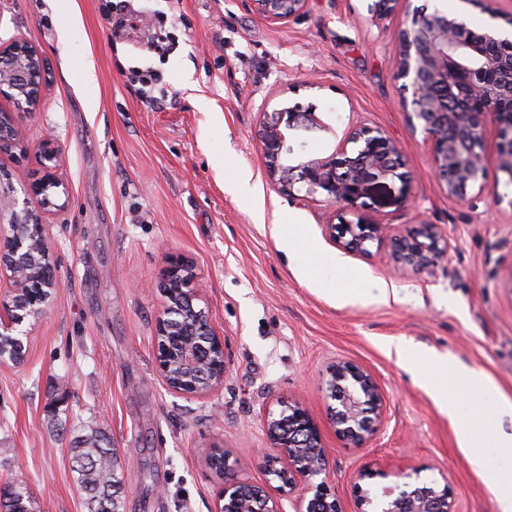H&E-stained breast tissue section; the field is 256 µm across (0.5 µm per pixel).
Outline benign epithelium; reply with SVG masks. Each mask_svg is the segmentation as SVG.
<instances>
[{
	"mask_svg": "<svg viewBox=\"0 0 512 512\" xmlns=\"http://www.w3.org/2000/svg\"><path fill=\"white\" fill-rule=\"evenodd\" d=\"M253 10L271 24H286L306 13L308 0H249ZM407 13L398 31L397 78L402 80L401 107L409 114L412 131L430 142L433 172L452 199L463 200L487 188L485 135L494 125L500 139L499 169L512 185V36L497 26L472 28L460 17L438 8L409 10V0H377L378 11L390 13L396 5ZM45 80L44 61L31 45L14 41L0 47V97L15 102L16 111L0 107V151L16 144L18 125L25 113L37 110ZM263 140L268 172L285 196L296 186L306 195L322 191L326 201L350 214L366 206L368 186L388 178L400 181V199H410L412 175L403 170L396 142L379 127L349 131L328 157L299 165L281 160L278 147L284 132L312 112L286 109L263 113ZM59 153L52 138L40 150L44 173L29 184L20 200L10 189H0V275L10 283L7 299H0V338L16 343L26 355L27 307L42 316L56 286V264L42 246V215L33 201L46 209L53 205L62 182L54 161ZM329 235L346 251L369 253L388 238L385 224L353 222L341 217L327 225ZM451 244L437 226L417 224L395 239L394 262L414 273L431 271L447 259ZM163 312L154 336L156 360L168 389L189 398L205 399L224 386L228 368L225 340L209 314L198 305L199 284L192 264L171 257L158 283ZM321 392L328 403L336 432L355 447L370 441L381 427L384 397L376 379L345 359L330 361L323 373ZM265 446L257 455L259 467L280 482L278 495L269 483L238 478V462L220 444L207 456V467L222 481L215 512H342L330 488L327 449L320 426L302 402L280 404L276 412L259 410ZM383 478L379 489L358 488L357 512H455L448 486L420 480L419 472L395 465L366 470L359 479Z\"/></svg>",
	"mask_w": 512,
	"mask_h": 512,
	"instance_id": "1",
	"label": "benign epithelium"
}]
</instances>
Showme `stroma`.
<instances>
[{"label":"stroma","mask_w":512,"mask_h":512,"mask_svg":"<svg viewBox=\"0 0 512 512\" xmlns=\"http://www.w3.org/2000/svg\"><path fill=\"white\" fill-rule=\"evenodd\" d=\"M105 2L0 0V45L27 42L47 72L18 145L0 152V184L23 194L42 174L49 136L64 183L43 227L57 285L29 323L24 362L0 365V479L22 484L35 512H85L69 441L98 426L117 450L121 512H214L210 446L242 461L241 479L263 481L259 407L293 397L322 429L344 512H356L362 470L395 462L447 479L458 512H499L488 473H512V455L480 436L465 444L459 424L512 433V417L495 410L499 395L512 397V207L490 192L448 198L434 177L431 145L400 106L403 11L309 0L304 17L272 25L248 0H120L107 12ZM146 70L171 92L163 106L140 101ZM284 108L318 118L287 131L279 154L292 165L331 155L352 128L384 129L413 176V200L400 204L389 180L369 188L362 217L397 234L438 225L447 260L412 273L396 266L391 243L372 255L343 250L326 231L339 206L320 193L281 195L261 133L264 113ZM172 256L194 264L200 304L226 343L224 387L206 399L171 393L156 363L157 282ZM343 288L360 300L340 302ZM430 353L447 366L425 363ZM335 358L383 391L381 429L361 448L336 435L319 389ZM472 369L490 386L473 389ZM440 385L458 393L455 416L441 408Z\"/></svg>","instance_id":"obj_1"}]
</instances>
